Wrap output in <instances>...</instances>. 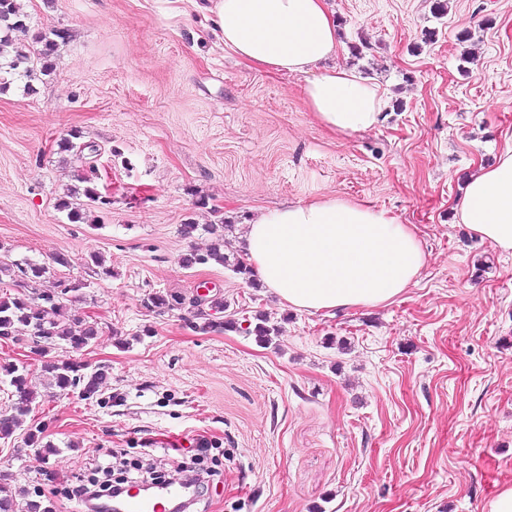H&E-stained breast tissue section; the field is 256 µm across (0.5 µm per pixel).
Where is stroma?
Masks as SVG:
<instances>
[{
  "instance_id": "stroma-1",
  "label": "stroma",
  "mask_w": 512,
  "mask_h": 512,
  "mask_svg": "<svg viewBox=\"0 0 512 512\" xmlns=\"http://www.w3.org/2000/svg\"><path fill=\"white\" fill-rule=\"evenodd\" d=\"M20 4L31 32L70 38L50 73L0 93V263L82 282L68 310L95 313L100 336L76 358L110 366L111 400L59 395L27 337L0 344V363L31 369L29 420L58 449L41 461L15 433L0 471L82 512L68 489L100 462L168 468L203 446L189 512H486L512 485V254L452 208L512 132V0H333L337 64L387 93L349 137L316 120L305 75L238 64L175 0ZM88 184L103 204L69 221L58 199ZM323 196L416 226L427 263L392 303L300 313L230 265L182 263L208 224L232 225L224 254L240 259L258 212ZM204 281L224 331L191 326ZM155 291L184 303L144 307ZM263 318L280 329L267 342Z\"/></svg>"
}]
</instances>
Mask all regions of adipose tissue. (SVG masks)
I'll use <instances>...</instances> for the list:
<instances>
[{
    "mask_svg": "<svg viewBox=\"0 0 512 512\" xmlns=\"http://www.w3.org/2000/svg\"><path fill=\"white\" fill-rule=\"evenodd\" d=\"M209 16L224 53L275 75H306L304 93L318 121L350 135L374 126L381 89L333 66L340 49L330 0H188ZM458 223L512 252V137L495 161L467 177L453 207ZM248 263L300 312L386 304L426 263L414 225L359 201L322 197L260 213L244 236Z\"/></svg>",
    "mask_w": 512,
    "mask_h": 512,
    "instance_id": "adipose-tissue-1",
    "label": "adipose tissue"
}]
</instances>
